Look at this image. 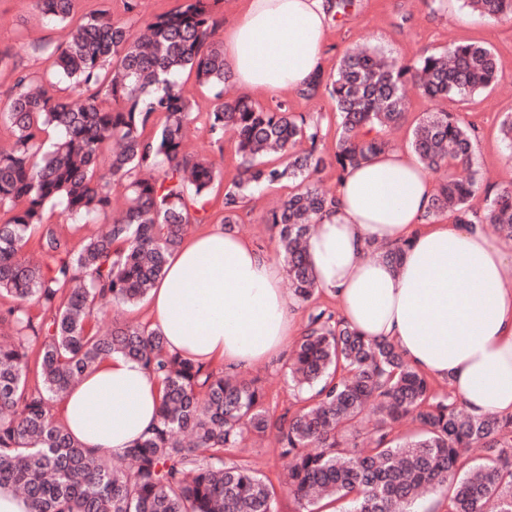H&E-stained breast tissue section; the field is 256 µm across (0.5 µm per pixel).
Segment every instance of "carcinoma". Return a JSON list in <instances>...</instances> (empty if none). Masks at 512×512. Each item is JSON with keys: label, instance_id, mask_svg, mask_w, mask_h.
<instances>
[{"label": "carcinoma", "instance_id": "cac0c4a2", "mask_svg": "<svg viewBox=\"0 0 512 512\" xmlns=\"http://www.w3.org/2000/svg\"><path fill=\"white\" fill-rule=\"evenodd\" d=\"M44 18L69 22L60 43L33 47L74 93H51L11 49L0 66L14 84L0 100V127L12 137L0 150V490L20 493L28 512H276L273 484L253 468L225 460L251 435L275 433L288 459L284 479L296 512H414L425 491L446 512H512V417H473L409 365L395 344L366 340L313 306L318 288L305 246L333 192L313 176L337 178L386 150V127L406 119L412 84L432 101L465 99L492 84L498 69L481 44H458L399 62L377 47L345 52L336 69L299 92L328 95L337 114L333 153L323 151L321 117L246 97L224 98L230 70L219 0H180L133 30L93 9L73 19L76 0H33ZM479 16L512 18V0H465ZM213 93L205 123L222 138L235 131L237 174L222 183L208 158L185 149L198 118L184 74ZM479 133L451 113L428 112L410 148L425 169L446 172L428 216L493 224L512 237V181L488 199L483 215L469 205L479 189L472 156ZM293 184L267 215L293 300L311 307L289 369L302 406L270 415L253 380L183 358L146 325L106 330L101 304L134 305L165 274L168 257L192 224L220 203L227 226L254 192ZM127 192L112 221L75 243L47 213L71 224L107 217L112 189ZM117 353L141 362L160 386L157 424L119 462L93 456L52 413L97 361ZM375 419L369 447H345L360 432L366 407ZM416 432L398 442L395 424ZM189 433L187 446L181 436Z\"/></svg>", "mask_w": 512, "mask_h": 512}]
</instances>
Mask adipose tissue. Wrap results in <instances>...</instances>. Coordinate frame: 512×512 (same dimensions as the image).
Returning <instances> with one entry per match:
<instances>
[{
    "mask_svg": "<svg viewBox=\"0 0 512 512\" xmlns=\"http://www.w3.org/2000/svg\"><path fill=\"white\" fill-rule=\"evenodd\" d=\"M224 31V60L244 91H297L323 72L327 0H245ZM435 191L414 153L386 150L348 171L307 241L319 289L366 338L450 382L468 413L512 416V241L485 225L427 217ZM371 246L403 247L398 265ZM279 260L222 225L191 234L152 288L151 326L170 350L225 367L257 365L293 336ZM157 385L120 354L96 363L59 416L93 455L122 457L155 423Z\"/></svg>",
    "mask_w": 512,
    "mask_h": 512,
    "instance_id": "adipose-tissue-1",
    "label": "adipose tissue"
}]
</instances>
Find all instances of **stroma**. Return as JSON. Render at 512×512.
Returning <instances> with one entry per match:
<instances>
[{
    "label": "stroma",
    "instance_id": "1",
    "mask_svg": "<svg viewBox=\"0 0 512 512\" xmlns=\"http://www.w3.org/2000/svg\"><path fill=\"white\" fill-rule=\"evenodd\" d=\"M66 34L58 24L40 20L31 0H0V49H21L42 42H60ZM478 42L489 46L498 63V80L489 89L464 102L447 103L448 112L479 129V140L473 158L478 172L479 191L471 201L476 211H483L486 198L500 184L512 177L506 167L507 151L500 126L507 113H512V18L487 19L470 12L464 0H440L428 7L424 0H357L352 14L330 21L326 36V70H333L349 48L369 43L402 61H411L426 52L441 51L449 44ZM188 152L203 155L232 179L238 161L231 138L214 141L203 121H195L188 129ZM287 184L267 187L255 193L240 211L238 227L243 236L264 252L277 248V234L266 224L267 212L284 200ZM291 348H284L258 366L243 367L246 377L259 378L266 392V404L272 415L298 408L299 399L288 386V363ZM232 460L248 465L278 484L287 463L278 454L273 438H266L232 451Z\"/></svg>",
    "mask_w": 512,
    "mask_h": 512
}]
</instances>
